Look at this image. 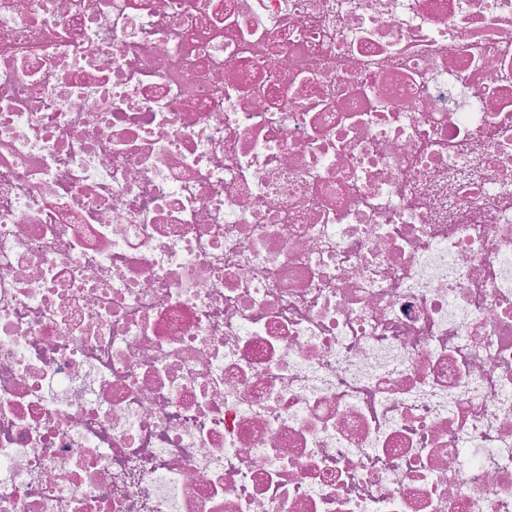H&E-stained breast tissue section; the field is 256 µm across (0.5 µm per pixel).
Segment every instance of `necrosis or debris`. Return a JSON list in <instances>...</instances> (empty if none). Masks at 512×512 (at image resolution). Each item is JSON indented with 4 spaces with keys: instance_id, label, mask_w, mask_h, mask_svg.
Here are the masks:
<instances>
[{
    "instance_id": "1",
    "label": "necrosis or debris",
    "mask_w": 512,
    "mask_h": 512,
    "mask_svg": "<svg viewBox=\"0 0 512 512\" xmlns=\"http://www.w3.org/2000/svg\"><path fill=\"white\" fill-rule=\"evenodd\" d=\"M0 512H512V0H0Z\"/></svg>"
}]
</instances>
